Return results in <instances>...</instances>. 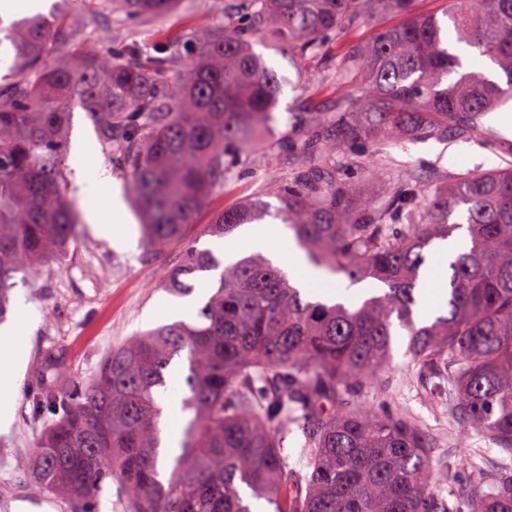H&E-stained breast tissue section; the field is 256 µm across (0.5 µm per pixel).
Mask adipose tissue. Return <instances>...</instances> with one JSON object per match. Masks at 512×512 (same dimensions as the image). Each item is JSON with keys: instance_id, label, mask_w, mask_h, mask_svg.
Instances as JSON below:
<instances>
[{"instance_id": "1", "label": "adipose tissue", "mask_w": 512, "mask_h": 512, "mask_svg": "<svg viewBox=\"0 0 512 512\" xmlns=\"http://www.w3.org/2000/svg\"><path fill=\"white\" fill-rule=\"evenodd\" d=\"M78 177L96 192L87 207L89 222L96 224L99 231L116 245L131 246L133 237L122 220L124 206L108 170L100 165L92 168L82 166L78 169ZM240 240L248 248L270 252L275 264L312 300L347 303L360 300L372 290L367 283L346 286L345 282L337 281L335 277L309 265L282 225L246 226Z\"/></svg>"}]
</instances>
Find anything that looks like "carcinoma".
<instances>
[{"label": "carcinoma", "instance_id": "1", "mask_svg": "<svg viewBox=\"0 0 512 512\" xmlns=\"http://www.w3.org/2000/svg\"><path fill=\"white\" fill-rule=\"evenodd\" d=\"M243 24L206 28L187 52L134 44H76L56 15L0 24L11 59L0 77V324L17 275L61 262L77 236L64 193V160L79 104L103 148L130 177L144 257L165 255L224 181L227 149H247L274 120L285 78L257 53L251 32L298 58L323 55L348 94L302 107L269 150L296 166L265 195L219 212L207 232L232 234L267 216L281 220L309 261L348 286L376 290L357 303L313 302L258 252L224 263L184 246L162 287L188 296L190 277L219 271L191 322L141 332L102 361L76 395L50 383L35 398L53 419L34 450L33 481L90 512L115 483L124 512H512V476L482 477L451 505L445 476L412 421L349 398L391 359L396 337L423 371L448 368L455 409L469 428L512 455V168L471 173L420 193L400 183L376 208L379 174L336 173L330 155L377 138L477 132L512 98V0H446L420 15L414 0H249ZM179 0H107L147 21ZM372 13L402 22L336 56L324 43ZM493 65L469 69L460 48ZM275 199L276 203L269 202ZM466 224L470 245L450 263L448 310L420 319L427 251ZM187 361L183 385L167 379ZM180 395L190 414L167 482L159 479L160 398ZM305 430L303 460L285 442Z\"/></svg>", "mask_w": 512, "mask_h": 512}]
</instances>
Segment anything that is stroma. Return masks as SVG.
I'll return each instance as SVG.
<instances>
[{
	"instance_id": "obj_1",
	"label": "stroma",
	"mask_w": 512,
	"mask_h": 512,
	"mask_svg": "<svg viewBox=\"0 0 512 512\" xmlns=\"http://www.w3.org/2000/svg\"><path fill=\"white\" fill-rule=\"evenodd\" d=\"M76 20L89 41L138 43L144 50L158 47L161 39L180 42L202 27H219L225 21L224 0H181L166 21L153 23L105 8L102 0H62L60 5ZM255 49L262 53L288 83L280 97L274 125L263 131L275 140L292 112L306 103H331L341 88L328 83L316 58L291 62L282 52L267 47L261 32H253ZM370 151L380 172L377 205H385L390 188L405 180L421 191L457 177L495 168L512 167V101L482 119L476 133H452L445 139L409 141L397 145L375 142ZM229 175L199 211L188 231V242L209 247L205 228L215 213L243 199L261 194L275 183L280 169L270 152L252 149L230 152ZM182 246L146 262L140 248H117L94 225L81 222L76 242L62 263L50 264L24 279L13 290L14 300H25L36 314L33 327L21 326L18 311H10L7 330L17 333L24 348L25 367L11 400V417L0 428V512H71L67 500L36 488L30 479L33 450L49 420L32 411V399L43 386L47 366H55L60 379L84 388L95 377L101 360L129 336L168 323L158 304L167 293L160 282L176 264ZM398 344L393 358L355 397L357 408L372 407L415 421L429 441L437 469H451L445 497L468 484L476 470L487 479L512 474V457H506L478 432H465L462 419L452 410L446 377L421 372Z\"/></svg>"
}]
</instances>
